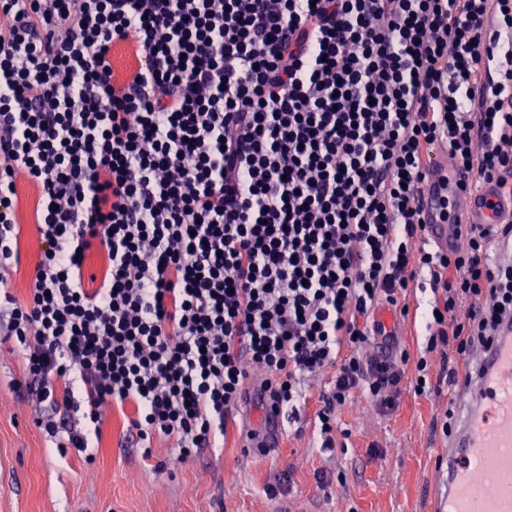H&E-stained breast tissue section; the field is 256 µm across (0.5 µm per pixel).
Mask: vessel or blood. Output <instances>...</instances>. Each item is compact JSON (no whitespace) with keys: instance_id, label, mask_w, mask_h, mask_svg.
<instances>
[{"instance_id":"b4317fda","label":"vessel or blood","mask_w":512,"mask_h":512,"mask_svg":"<svg viewBox=\"0 0 512 512\" xmlns=\"http://www.w3.org/2000/svg\"><path fill=\"white\" fill-rule=\"evenodd\" d=\"M460 198L457 217L444 218L442 198ZM424 237L437 251L455 252L459 224H511L512 197L503 198L490 184L459 194L445 162L433 168L425 190ZM469 371L459 391L463 408L448 428V451L439 460L447 494L445 512H512V317L502 319L489 343L467 354ZM280 414L266 411L252 447H282Z\"/></svg>"}]
</instances>
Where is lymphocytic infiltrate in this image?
Here are the masks:
<instances>
[{"mask_svg":"<svg viewBox=\"0 0 512 512\" xmlns=\"http://www.w3.org/2000/svg\"><path fill=\"white\" fill-rule=\"evenodd\" d=\"M461 192L512 193V0H0V338L82 430L113 410L151 458L227 433L254 372L269 408L304 400L332 447L354 392L382 410L432 388L428 357L488 343L512 314V225L425 242L436 149ZM37 191L31 288L18 183ZM107 261L84 278L85 253ZM429 270L424 355L368 353ZM18 192L21 200L20 222L23 224V233L19 241L20 263L16 270L15 267L13 268L8 286L16 296L24 298L27 295L34 267L39 260L40 242L35 226L29 224L36 191L27 183H20Z\"/></svg>","mask_w":512,"mask_h":512,"instance_id":"f902f5d3","label":"lymphocytic infiltrate"}]
</instances>
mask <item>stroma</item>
I'll return each instance as SVG.
<instances>
[{"label": "stroma", "instance_id": "stroma-1", "mask_svg": "<svg viewBox=\"0 0 512 512\" xmlns=\"http://www.w3.org/2000/svg\"><path fill=\"white\" fill-rule=\"evenodd\" d=\"M18 192L20 262L8 286L22 298L40 242L30 222L36 192L25 183ZM430 363L436 388L423 396L403 390L393 411L380 412L355 392L337 415L335 448H322L314 422L328 387L324 372L306 382L307 402L287 419L278 451H242L239 426L256 427L261 418L248 402L233 409L237 426L223 447L174 468L171 440L158 438L154 458L144 460L118 410L90 453L55 448L39 423L47 405L29 388L21 355L0 346V512H436L442 423L461 402L448 375L462 359L452 353Z\"/></svg>", "mask_w": 512, "mask_h": 512}]
</instances>
